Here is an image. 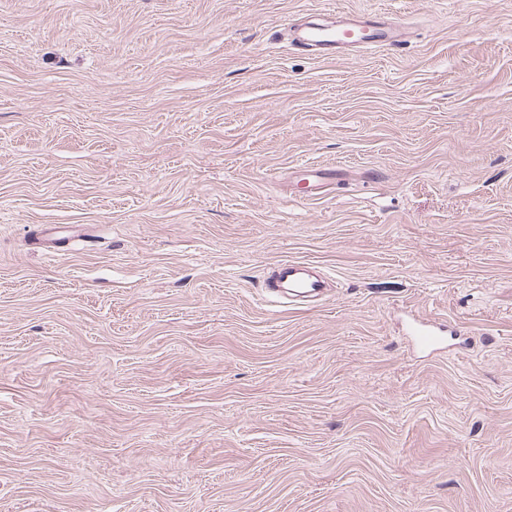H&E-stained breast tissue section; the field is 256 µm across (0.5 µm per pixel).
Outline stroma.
Returning a JSON list of instances; mask_svg holds the SVG:
<instances>
[{"mask_svg":"<svg viewBox=\"0 0 512 512\" xmlns=\"http://www.w3.org/2000/svg\"><path fill=\"white\" fill-rule=\"evenodd\" d=\"M0 512H512V0H0ZM336 26L310 23L295 32L297 41L317 47L324 55H333L342 46L394 45L400 42L398 28L383 13L351 15ZM296 184L302 183L307 199L321 198L326 188L333 183L345 181L348 177L347 172L342 167L321 166L313 163H303L295 167ZM76 232V228L70 225L40 224L33 230V237L39 245L59 251L56 242L82 236V234L77 235ZM271 293L291 297H316L323 292L325 280L310 272L307 263L298 260H282L266 278Z\"/></svg>","mask_w":512,"mask_h":512,"instance_id":"1","label":"stroma"}]
</instances>
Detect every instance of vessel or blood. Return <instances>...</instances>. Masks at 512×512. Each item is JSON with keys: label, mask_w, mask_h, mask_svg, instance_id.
<instances>
[{"label": "vessel or blood", "mask_w": 512, "mask_h": 512, "mask_svg": "<svg viewBox=\"0 0 512 512\" xmlns=\"http://www.w3.org/2000/svg\"><path fill=\"white\" fill-rule=\"evenodd\" d=\"M297 41L318 48L323 54H335L342 46L393 45L399 43L397 27L384 14L364 13L346 19L340 25L325 26L311 23L296 32ZM347 172L336 166L303 163L295 168V180L302 183L307 198L317 199L332 184L346 180ZM76 229L65 224H41L33 237L39 245L52 248L57 241L73 239ZM270 292L291 297L309 298L322 293L325 281L310 272L307 263L283 260L276 264L266 279Z\"/></svg>", "instance_id": "b4317fda"}]
</instances>
